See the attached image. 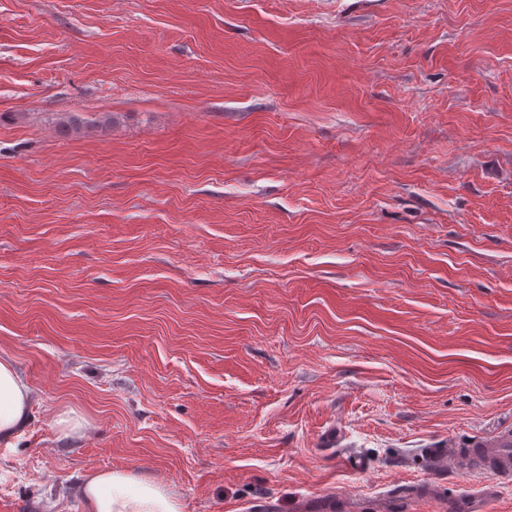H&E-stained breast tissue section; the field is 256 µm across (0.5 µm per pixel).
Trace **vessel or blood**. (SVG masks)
Returning a JSON list of instances; mask_svg holds the SVG:
<instances>
[{
  "label": "vessel or blood",
  "mask_w": 512,
  "mask_h": 512,
  "mask_svg": "<svg viewBox=\"0 0 512 512\" xmlns=\"http://www.w3.org/2000/svg\"><path fill=\"white\" fill-rule=\"evenodd\" d=\"M427 455L442 465L453 461L468 471L506 479L512 477V428H504L492 436L475 439L463 449L431 448Z\"/></svg>",
  "instance_id": "b4317fda"
}]
</instances>
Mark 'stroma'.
I'll return each mask as SVG.
<instances>
[{"label":"stroma","mask_w":512,"mask_h":512,"mask_svg":"<svg viewBox=\"0 0 512 512\" xmlns=\"http://www.w3.org/2000/svg\"><path fill=\"white\" fill-rule=\"evenodd\" d=\"M0 354V512H512V0H0ZM32 399V388L18 371L15 361L0 355V442L10 444L24 423ZM58 431L65 438L71 436H80L85 426V420L73 410L60 413L56 419ZM512 428H504L490 437L473 440L465 449L454 448L449 456L471 472L500 479L512 477ZM81 492L86 512H183L171 487L121 469L86 477Z\"/></svg>","instance_id":"35a3bbf8"}]
</instances>
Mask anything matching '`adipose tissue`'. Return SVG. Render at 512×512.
Masks as SVG:
<instances>
[{
	"label": "adipose tissue",
	"mask_w": 512,
	"mask_h": 512,
	"mask_svg": "<svg viewBox=\"0 0 512 512\" xmlns=\"http://www.w3.org/2000/svg\"><path fill=\"white\" fill-rule=\"evenodd\" d=\"M31 399L32 388L15 361L0 355V442L15 436ZM81 492L86 512H183V503L172 488L121 469L86 477Z\"/></svg>",
	"instance_id": "1"
}]
</instances>
